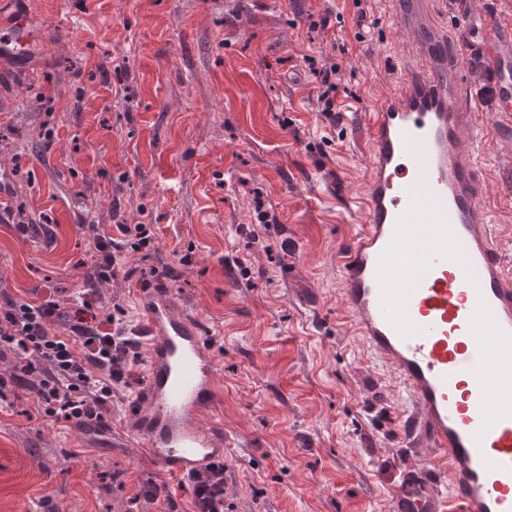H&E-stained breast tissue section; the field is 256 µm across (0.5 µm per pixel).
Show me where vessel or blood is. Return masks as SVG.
I'll return each mask as SVG.
<instances>
[{"label":"vessel or blood","mask_w":512,"mask_h":512,"mask_svg":"<svg viewBox=\"0 0 512 512\" xmlns=\"http://www.w3.org/2000/svg\"><path fill=\"white\" fill-rule=\"evenodd\" d=\"M418 34V56L377 99L365 221L337 257L343 302L366 347L396 373L411 410L408 447L431 472L405 475L391 512H512V265L486 202L483 116L459 53L430 22L427 0H393ZM487 67L499 86L512 65V24L490 26ZM26 22L0 33V57L25 54ZM148 369L134 421L155 460L185 475L224 459L217 424L204 423L218 357L196 320L170 299L138 305Z\"/></svg>","instance_id":"vessel-or-blood-1"}]
</instances>
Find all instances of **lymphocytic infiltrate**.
Wrapping results in <instances>:
<instances>
[{
  "label": "lymphocytic infiltrate",
  "mask_w": 512,
  "mask_h": 512,
  "mask_svg": "<svg viewBox=\"0 0 512 512\" xmlns=\"http://www.w3.org/2000/svg\"><path fill=\"white\" fill-rule=\"evenodd\" d=\"M320 81L316 109L335 121L341 74L335 63L307 57ZM119 237L92 233L98 276L107 279L123 267L125 249L150 247L146 225H119ZM93 291H74L67 305L49 298L29 299L0 290V351H14L17 363L7 384L35 391L57 418L91 428L100 425L120 389L128 387L132 367L141 360L142 340L131 335L126 321L112 313L92 311ZM193 512H224V467L212 465L191 474Z\"/></svg>",
  "instance_id": "f902f5d3"
}]
</instances>
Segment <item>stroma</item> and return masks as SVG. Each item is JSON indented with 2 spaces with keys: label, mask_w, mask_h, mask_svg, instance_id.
I'll use <instances>...</instances> for the list:
<instances>
[{
  "label": "stroma",
  "mask_w": 512,
  "mask_h": 512,
  "mask_svg": "<svg viewBox=\"0 0 512 512\" xmlns=\"http://www.w3.org/2000/svg\"><path fill=\"white\" fill-rule=\"evenodd\" d=\"M496 2L470 0L452 25L430 0L429 16L460 49ZM19 17L38 38L0 63V185L40 229L0 223V289L67 299L93 272L88 225H151L153 250L125 253L132 277L97 288L126 319L151 289L205 325L219 385L204 417L232 442L230 512H390L403 472L427 462L404 446L392 369L344 318L336 265L364 222L365 116L414 56L390 0L361 26L350 0H0V26ZM308 55L340 67L336 125L315 108ZM165 266L172 278L143 285ZM144 372L106 432L26 390L0 399V512H166L170 498L190 512V481L131 419ZM149 481L163 498L140 496Z\"/></svg>",
  "instance_id": "35a3bbf8"
}]
</instances>
